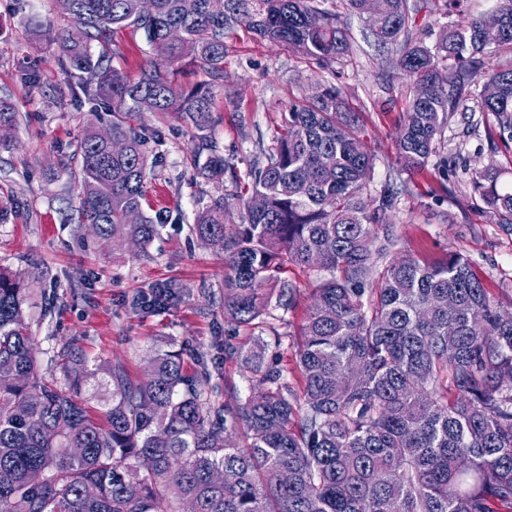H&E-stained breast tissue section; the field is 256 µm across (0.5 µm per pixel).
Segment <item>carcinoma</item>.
<instances>
[{
  "instance_id": "obj_1",
  "label": "carcinoma",
  "mask_w": 512,
  "mask_h": 512,
  "mask_svg": "<svg viewBox=\"0 0 512 512\" xmlns=\"http://www.w3.org/2000/svg\"><path fill=\"white\" fill-rule=\"evenodd\" d=\"M58 31L59 64L85 75L92 100L112 112L113 155L89 124L79 141L78 222L102 240L144 250L157 229L143 213L147 144L136 112H174L196 130V174L229 183L198 212L192 231L224 255V321L260 325L291 310L288 264L324 273L299 332L297 397L269 344L224 337V360L249 372L251 394L224 403L210 372L189 375L180 351H162L142 381L106 371L112 403L102 423L85 386L100 368L76 348L41 368L19 278L0 272V512H512V312L504 315L469 261L389 258L394 185L366 193L376 155L344 91L330 86L293 103L282 131L245 174L208 135L224 86V32L248 33L336 72L349 49L339 16L320 0H73ZM374 32L411 96L398 120V171L424 168L458 105L474 101L491 150L512 151V66H484L491 45L512 49V0L414 34L425 0H381ZM141 36L151 55L130 79L104 65L113 37ZM205 80L172 91L174 66ZM18 112L0 98V149ZM494 166L471 171L473 192L512 224V191ZM261 199L262 208H252ZM135 211L139 221H127ZM60 370L55 376L54 370ZM134 459L136 465L127 460Z\"/></svg>"
}]
</instances>
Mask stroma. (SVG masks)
Masks as SVG:
<instances>
[{
    "mask_svg": "<svg viewBox=\"0 0 512 512\" xmlns=\"http://www.w3.org/2000/svg\"><path fill=\"white\" fill-rule=\"evenodd\" d=\"M324 5L340 12L349 33L339 75L242 30L226 32L225 81L215 93L211 137L225 158L246 172L270 145L289 104L338 84L377 157L370 191L391 179L399 189L391 212L394 256L432 262L459 252L490 297L511 310L512 224L500 223L474 195L470 176L472 168L493 162L501 167L500 185L508 186L512 162L491 152L484 128H468L475 104L466 100L436 144L439 155L454 161L447 181H438L430 169L395 174L397 123L409 80L402 71L381 69L384 52L368 17L343 10L339 0ZM32 14L57 29L67 24L57 0H0V97L9 98L20 115L12 149L0 150V268L19 273L29 290L23 315L38 359L47 361L73 344L89 361L121 364L140 381L157 351L187 349L205 355L216 400H227L230 384L239 396H248L242 367L224 358V258L202 247L191 232L197 211L224 193L223 184L197 176L190 165L192 128L171 112L137 115L134 127L164 133L145 180L144 212L157 220L158 235L143 252L127 242L98 239L76 219V149L94 103L82 89L80 72L60 68L57 44L30 38L24 21ZM26 60L38 72L37 87L22 78ZM281 277L298 288L297 305L279 319L240 328L238 336L248 344L259 338L279 341L285 378L297 392L298 331L320 274L291 265ZM161 285L173 286L176 297L162 308H141L142 299Z\"/></svg>",
    "mask_w": 512,
    "mask_h": 512,
    "instance_id": "stroma-1",
    "label": "stroma"
}]
</instances>
